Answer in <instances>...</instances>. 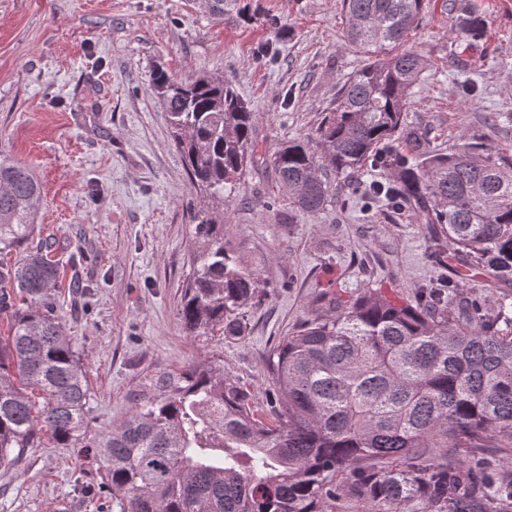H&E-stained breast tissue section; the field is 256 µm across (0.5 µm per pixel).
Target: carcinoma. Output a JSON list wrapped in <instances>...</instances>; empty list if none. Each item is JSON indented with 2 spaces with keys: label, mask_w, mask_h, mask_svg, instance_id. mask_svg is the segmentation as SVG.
Masks as SVG:
<instances>
[{
  "label": "carcinoma",
  "mask_w": 512,
  "mask_h": 512,
  "mask_svg": "<svg viewBox=\"0 0 512 512\" xmlns=\"http://www.w3.org/2000/svg\"><path fill=\"white\" fill-rule=\"evenodd\" d=\"M424 0H341L345 39L368 63L349 77L314 141L290 140L271 156L280 183L305 213L329 196L324 171L368 162L391 174L372 194L413 205L464 264L512 287V156L460 137L427 150L405 122L407 97L427 67L406 46ZM192 184L224 203L250 157L256 114L232 82L151 77ZM39 183L0 155V235L34 223ZM197 245L178 314L193 336L242 333L240 311L259 299L258 276L224 250V220L191 216ZM42 249L0 271L25 307L0 338V467L49 434L81 448L112 490L118 512H321L345 487L371 512H509L512 476L464 448L512 445V290L463 300L430 285L413 303L369 288L304 320L272 351V418L216 366L160 377L107 434L87 436L88 384L51 288Z\"/></svg>",
  "instance_id": "carcinoma-1"
}]
</instances>
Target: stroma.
Returning <instances> with one entry per match:
<instances>
[{"label":"stroma","instance_id":"stroma-1","mask_svg":"<svg viewBox=\"0 0 512 512\" xmlns=\"http://www.w3.org/2000/svg\"><path fill=\"white\" fill-rule=\"evenodd\" d=\"M259 3L268 20L232 12L216 22L190 0H0V153L42 186L35 223L0 243V265L38 247L58 264L57 308L87 372L89 434L158 395V377L199 364L223 367L267 408L270 352L327 296L382 288L411 301L442 281L472 299L497 290L489 276H468L449 242L433 244L411 208L370 196V167L329 174L320 211L293 206L270 157L314 136L364 58L343 39L337 0ZM474 16L481 36L458 37ZM409 45L430 66L407 125L433 150L464 136L512 153V0H426ZM157 68L184 82L231 79L256 114L255 155L224 192V246L262 288L235 338L189 335L177 315L192 273L190 215L211 201L191 185L151 90ZM0 512H113L112 492L74 449L47 441L0 469Z\"/></svg>","mask_w":512,"mask_h":512}]
</instances>
